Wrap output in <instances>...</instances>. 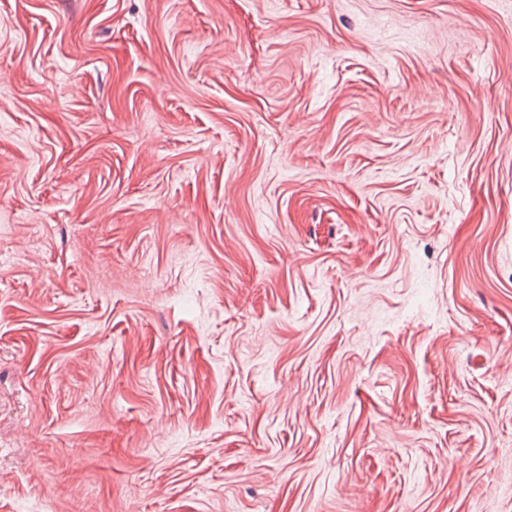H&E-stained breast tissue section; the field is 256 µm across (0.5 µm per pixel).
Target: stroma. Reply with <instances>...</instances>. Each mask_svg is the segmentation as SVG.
I'll return each instance as SVG.
<instances>
[{
    "instance_id": "stroma-1",
    "label": "stroma",
    "mask_w": 512,
    "mask_h": 512,
    "mask_svg": "<svg viewBox=\"0 0 512 512\" xmlns=\"http://www.w3.org/2000/svg\"><path fill=\"white\" fill-rule=\"evenodd\" d=\"M0 512H512V0H0Z\"/></svg>"
}]
</instances>
